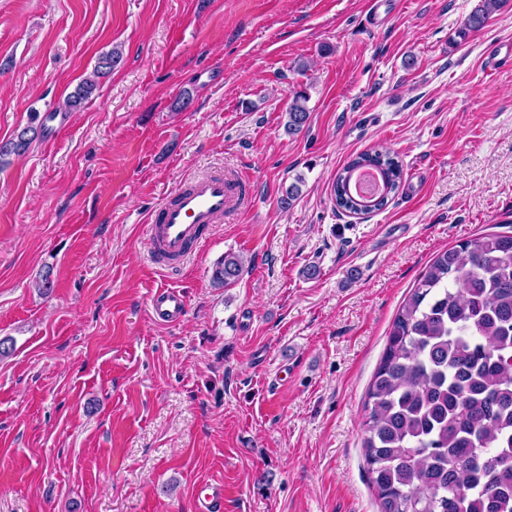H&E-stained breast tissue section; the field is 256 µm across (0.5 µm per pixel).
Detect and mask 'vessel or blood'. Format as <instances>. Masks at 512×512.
Wrapping results in <instances>:
<instances>
[{
	"label": "vessel or blood",
	"instance_id": "obj_1",
	"mask_svg": "<svg viewBox=\"0 0 512 512\" xmlns=\"http://www.w3.org/2000/svg\"><path fill=\"white\" fill-rule=\"evenodd\" d=\"M241 195V183L227 175H210L180 184L149 215L145 232L149 258L161 268L177 269L208 238L214 225ZM156 321L174 324L187 311L180 291L157 290L150 298Z\"/></svg>",
	"mask_w": 512,
	"mask_h": 512
}]
</instances>
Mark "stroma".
Wrapping results in <instances>:
<instances>
[{
  "label": "stroma",
  "instance_id": "35a3bbf8",
  "mask_svg": "<svg viewBox=\"0 0 512 512\" xmlns=\"http://www.w3.org/2000/svg\"><path fill=\"white\" fill-rule=\"evenodd\" d=\"M479 2L0 0V141L42 126L0 164V512H195L215 482L221 512H378L361 421L396 313L439 252L512 232V67L485 65L512 0L460 37ZM378 145L399 193L336 212V172ZM220 171L249 202L154 268L150 211ZM163 287L177 324L153 318ZM121 56L118 50L112 49L98 58L97 65L89 77L83 79L70 92L63 102L65 111L75 112L84 107L97 89L99 79L109 76L112 71L120 64ZM307 96L297 93L288 106L287 131L289 134H298L306 126L309 119V111L305 103ZM244 260L241 256L235 254H225L218 261L212 271V280L219 287H229L234 285L240 278L244 270ZM150 307L154 319L164 324L181 321L187 311L184 296L170 287L157 290L150 298Z\"/></svg>",
  "mask_w": 512,
  "mask_h": 512
}]
</instances>
